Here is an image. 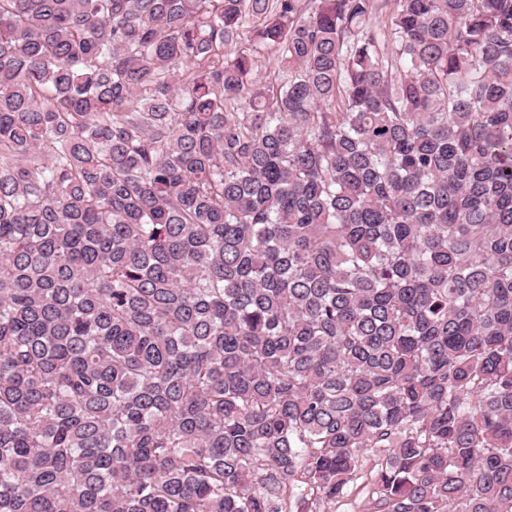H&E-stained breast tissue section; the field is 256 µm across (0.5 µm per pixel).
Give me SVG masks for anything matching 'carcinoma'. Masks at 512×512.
<instances>
[{"label": "carcinoma", "mask_w": 512, "mask_h": 512, "mask_svg": "<svg viewBox=\"0 0 512 512\" xmlns=\"http://www.w3.org/2000/svg\"><path fill=\"white\" fill-rule=\"evenodd\" d=\"M368 453L512 512V0H0V512H333ZM256 56V66L252 74L253 81L256 85L269 84L278 74V62L274 60L270 51L263 48L259 49Z\"/></svg>", "instance_id": "1"}]
</instances>
